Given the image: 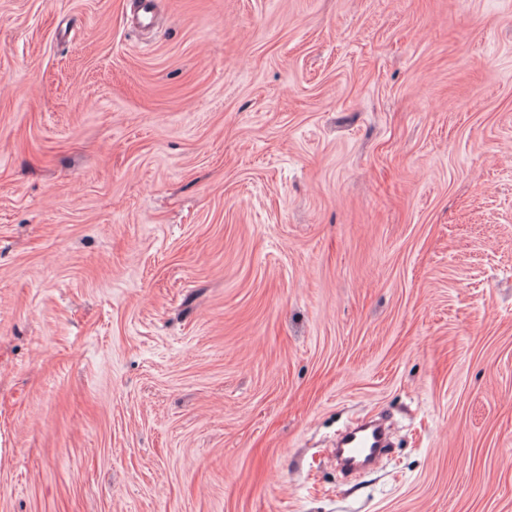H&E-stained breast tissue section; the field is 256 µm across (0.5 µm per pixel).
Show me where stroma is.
<instances>
[{
	"label": "stroma",
	"instance_id": "stroma-1",
	"mask_svg": "<svg viewBox=\"0 0 512 512\" xmlns=\"http://www.w3.org/2000/svg\"><path fill=\"white\" fill-rule=\"evenodd\" d=\"M156 4L0 0V512H512V0ZM386 434L380 424H364L353 430H346L336 441V456L343 453L358 468L370 463L376 464L383 456Z\"/></svg>",
	"mask_w": 512,
	"mask_h": 512
}]
</instances>
